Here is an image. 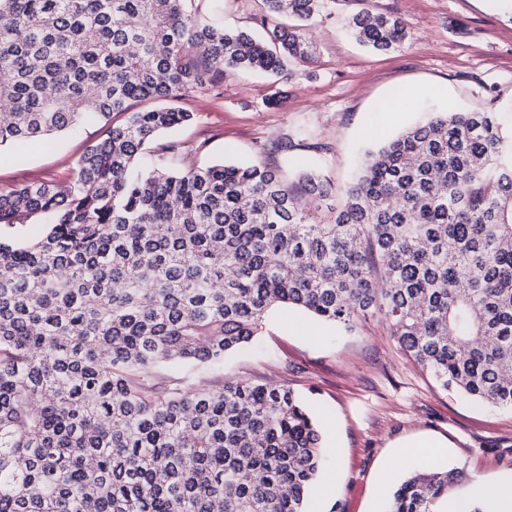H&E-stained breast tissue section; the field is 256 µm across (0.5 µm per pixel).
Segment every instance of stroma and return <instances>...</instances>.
<instances>
[{
  "instance_id": "obj_1",
  "label": "stroma",
  "mask_w": 512,
  "mask_h": 512,
  "mask_svg": "<svg viewBox=\"0 0 512 512\" xmlns=\"http://www.w3.org/2000/svg\"><path fill=\"white\" fill-rule=\"evenodd\" d=\"M367 4L405 22L400 47L377 52L347 33L346 19ZM306 31L313 61L289 60L283 76L233 74L183 93L176 105L192 122L157 136L152 153L178 144L183 169L261 160L292 182L314 169L341 190L368 151L429 112L480 108L512 134V0H323ZM102 135L87 122L0 154V190L74 181L81 155ZM154 379L292 388L327 450L310 497L315 512H389L397 482L427 466L455 473L448 512L512 485V411L440 390L375 318L348 333L277 308L255 341L220 366L174 363Z\"/></svg>"
}]
</instances>
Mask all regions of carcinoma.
Listing matches in <instances>:
<instances>
[{"mask_svg":"<svg viewBox=\"0 0 512 512\" xmlns=\"http://www.w3.org/2000/svg\"><path fill=\"white\" fill-rule=\"evenodd\" d=\"M222 2L0 0V149L105 128L72 183L0 191V224H48L0 239V512H310L322 437L292 390L147 378L221 363L281 305L347 331L380 316L442 390L512 410V139L494 113L385 141L325 211L317 172L178 170L175 145L135 168L205 77L312 59L301 25L322 0H263L260 37L200 22ZM347 27L376 51L407 36L370 9ZM452 480L412 471L390 512H437ZM32 222L40 224H16L13 228H7L1 225V236L7 235L15 238L17 241L33 242L40 238V236L45 232L47 226L43 224L44 219Z\"/></svg>","mask_w":512,"mask_h":512,"instance_id":"cac0c4a2","label":"carcinoma"}]
</instances>
